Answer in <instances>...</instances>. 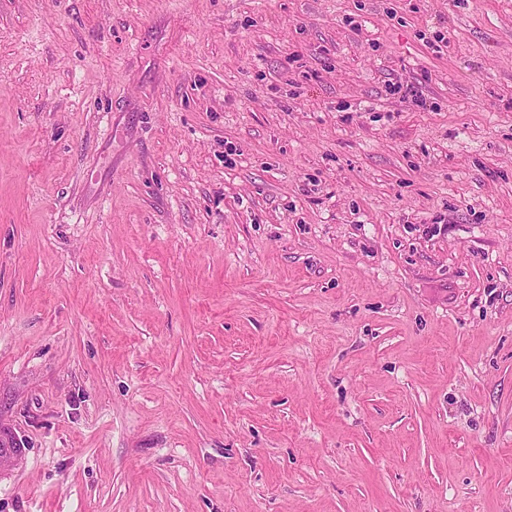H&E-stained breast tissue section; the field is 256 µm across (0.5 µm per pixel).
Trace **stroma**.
Listing matches in <instances>:
<instances>
[{"label":"stroma","mask_w":512,"mask_h":512,"mask_svg":"<svg viewBox=\"0 0 512 512\" xmlns=\"http://www.w3.org/2000/svg\"><path fill=\"white\" fill-rule=\"evenodd\" d=\"M0 442V512H512V0H0Z\"/></svg>","instance_id":"obj_1"}]
</instances>
